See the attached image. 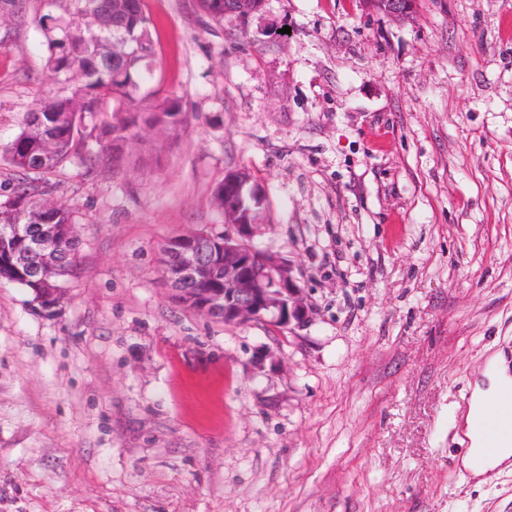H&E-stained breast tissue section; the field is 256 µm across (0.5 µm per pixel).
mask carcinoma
Returning a JSON list of instances; mask_svg holds the SVG:
<instances>
[{
    "instance_id": "cac0c4a2",
    "label": "carcinoma",
    "mask_w": 512,
    "mask_h": 512,
    "mask_svg": "<svg viewBox=\"0 0 512 512\" xmlns=\"http://www.w3.org/2000/svg\"><path fill=\"white\" fill-rule=\"evenodd\" d=\"M108 16L123 25L128 35L129 59L112 61L96 55L103 32L94 20ZM46 48V64L58 84L38 112H28L18 135L5 150L9 164L22 178L0 200L3 221L26 225L25 232L0 245V282L32 290L39 284L27 279L26 266L17 257L34 260V245L48 232H55L66 265L77 263L78 240L74 213L59 204L40 205L36 182L75 156V144L84 115L106 112L114 101L127 105L132 113L102 122L104 134L114 140L135 136L138 119L146 116L152 126L175 130L185 113L174 100L156 101V47L152 21L143 0H50L38 17ZM53 150L32 176V163L42 153V144Z\"/></svg>"
}]
</instances>
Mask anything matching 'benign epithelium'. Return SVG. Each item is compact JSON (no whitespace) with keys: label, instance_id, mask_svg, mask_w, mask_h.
Wrapping results in <instances>:
<instances>
[{"label":"benign epithelium","instance_id":"obj_1","mask_svg":"<svg viewBox=\"0 0 512 512\" xmlns=\"http://www.w3.org/2000/svg\"><path fill=\"white\" fill-rule=\"evenodd\" d=\"M394 17L405 18L416 0H365ZM263 0H224V15L246 20L258 12ZM215 201L224 212V223L235 234L219 239L195 232L169 238L164 246L162 274L178 301L187 309L226 323L270 320L283 327H302L311 308L304 288L293 275L284 256L256 251L250 244L255 234L261 206L262 188L248 172L232 170L224 174ZM40 262L31 269L32 278L43 287L34 289L42 311L60 306L64 289L49 288L51 279L65 271V260L54 235L43 237L36 246ZM215 283V288H192V283Z\"/></svg>","mask_w":512,"mask_h":512}]
</instances>
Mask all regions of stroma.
Instances as JSON below:
<instances>
[{
	"mask_svg": "<svg viewBox=\"0 0 512 512\" xmlns=\"http://www.w3.org/2000/svg\"><path fill=\"white\" fill-rule=\"evenodd\" d=\"M144 9L186 119L118 143L85 119L45 177L78 265L53 315L0 284V512H512L454 424L512 362V0ZM42 10L0 0V150L56 88ZM236 169L304 327L197 315L162 277L170 237L230 233ZM198 2L200 8L214 19L223 20L228 15H235L247 20L261 9L264 0H199ZM366 3L394 18H405L415 7V0H365Z\"/></svg>",
	"mask_w": 512,
	"mask_h": 512,
	"instance_id": "stroma-1",
	"label": "stroma"
}]
</instances>
